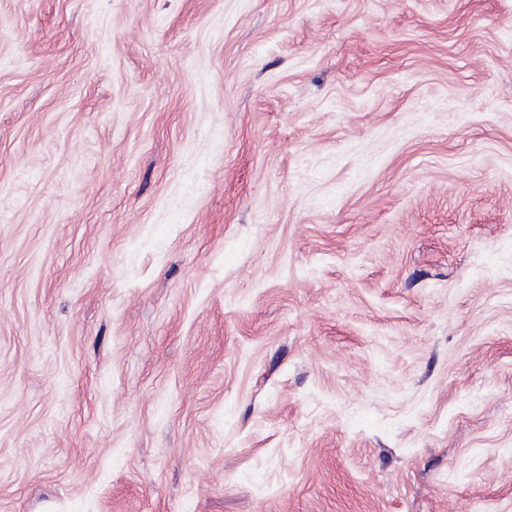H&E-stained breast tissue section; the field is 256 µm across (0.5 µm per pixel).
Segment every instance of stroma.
<instances>
[{
  "label": "stroma",
  "instance_id": "1",
  "mask_svg": "<svg viewBox=\"0 0 512 512\" xmlns=\"http://www.w3.org/2000/svg\"><path fill=\"white\" fill-rule=\"evenodd\" d=\"M0 512H512V0H0Z\"/></svg>",
  "mask_w": 512,
  "mask_h": 512
}]
</instances>
